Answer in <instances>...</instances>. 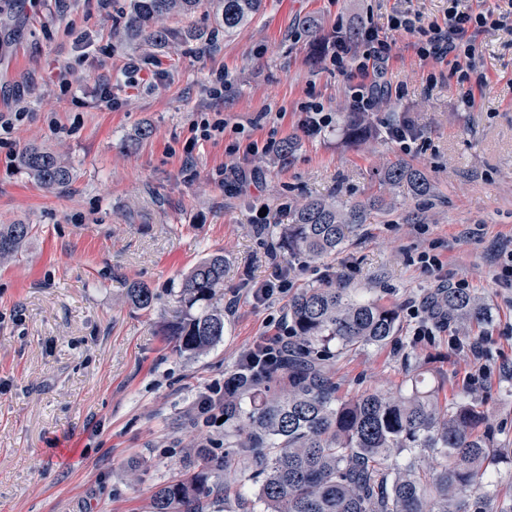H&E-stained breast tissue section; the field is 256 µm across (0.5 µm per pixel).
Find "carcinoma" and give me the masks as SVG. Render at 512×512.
Instances as JSON below:
<instances>
[{"instance_id":"cac0c4a2","label":"carcinoma","mask_w":512,"mask_h":512,"mask_svg":"<svg viewBox=\"0 0 512 512\" xmlns=\"http://www.w3.org/2000/svg\"><path fill=\"white\" fill-rule=\"evenodd\" d=\"M263 0H130L124 36L135 49L150 53L172 40L190 43L203 33H177L159 21L210 10L230 32L246 23ZM16 167L42 187L67 191L76 179L74 166L54 151L30 145L16 156ZM389 183H407L418 196L429 186L423 175L403 165L385 174ZM279 228L278 248L318 257L343 244L350 226L361 224L364 210L348 212L311 199L288 212ZM33 232L31 224L0 225V260L17 255ZM224 295V255L201 259L175 292L181 314L164 335L181 352L198 355L224 336V311L212 301ZM130 302L149 310L157 299L148 285L134 281ZM434 313L471 326L487 312L466 288H445L433 297ZM291 335L288 353L255 379L247 367L232 373L224 388L223 466L259 482L257 501L268 512H512L495 502L490 471L503 455L489 430L481 429L485 410L478 400L441 403L438 392L417 378L398 397L367 394L352 402L336 397V382L324 369L331 343L339 351L385 345L397 332V311L373 301L356 300L342 288H304L288 301ZM253 410L241 417L243 396ZM410 455L404 465L389 463L392 452ZM441 459L439 468L424 465V455ZM154 492L151 512H210L215 507L206 469Z\"/></svg>"}]
</instances>
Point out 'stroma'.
Instances as JSON below:
<instances>
[{"instance_id": "obj_1", "label": "stroma", "mask_w": 512, "mask_h": 512, "mask_svg": "<svg viewBox=\"0 0 512 512\" xmlns=\"http://www.w3.org/2000/svg\"><path fill=\"white\" fill-rule=\"evenodd\" d=\"M127 5L0 0V114L23 113L0 147V225L36 227L22 254L0 261V512H150L153 492L192 471L200 453L223 457L224 425L191 410L260 338L287 335L288 294L259 304L250 292L280 263L292 267L293 290L332 286L397 310L395 340L326 360L339 397L404 393L418 376L440 398L482 400L505 451L494 489L512 503V288L496 279L512 250V35L482 34L488 82L469 110L455 76L430 85L439 65L420 60L413 35H395L402 91L363 114L359 142L347 81L326 69L324 51L339 34L386 28L396 11L442 20L448 0H264L229 34L202 9L167 21L204 31L202 40L149 55L115 35ZM52 65L69 69L70 90L49 81ZM219 73L224 95L213 99L205 88ZM103 82L117 108L101 102ZM310 90L332 116L314 141L298 126ZM207 112L223 114L224 135L194 142ZM399 122L420 131L418 149L387 138ZM238 134L294 149L273 163L225 156ZM29 143L74 164L68 192L43 190L16 168ZM395 164L420 170L430 195L385 186L382 172ZM309 196L367 205V219L334 253L273 251L254 217L266 209L287 223L289 206ZM215 252L235 305L223 339L191 357L163 325L180 313L173 288ZM425 252L439 269L423 268ZM459 280L489 314L470 330L485 340L487 374L476 379L454 346L457 326L429 307ZM134 281L158 294L152 310L128 301ZM425 321L432 332L422 336Z\"/></svg>"}]
</instances>
